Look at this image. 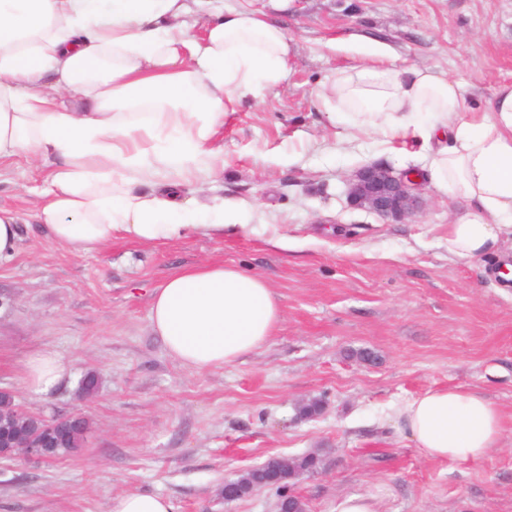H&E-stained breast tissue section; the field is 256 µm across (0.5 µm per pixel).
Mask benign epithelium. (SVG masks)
Segmentation results:
<instances>
[{
  "label": "benign epithelium",
  "instance_id": "obj_1",
  "mask_svg": "<svg viewBox=\"0 0 512 512\" xmlns=\"http://www.w3.org/2000/svg\"><path fill=\"white\" fill-rule=\"evenodd\" d=\"M422 185L405 171L374 164L351 175L349 196L355 205L385 220H400L421 208ZM80 421L77 412L46 417L18 405L0 419V458L49 461L51 449L64 443Z\"/></svg>",
  "mask_w": 512,
  "mask_h": 512
}]
</instances>
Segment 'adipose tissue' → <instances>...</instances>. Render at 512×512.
I'll return each mask as SVG.
<instances>
[{"mask_svg": "<svg viewBox=\"0 0 512 512\" xmlns=\"http://www.w3.org/2000/svg\"><path fill=\"white\" fill-rule=\"evenodd\" d=\"M200 2L0 0V165L26 153L46 168L34 219L55 244L84 254L115 237L157 244L256 234L245 211L182 200L171 188L223 174L215 141L225 116L287 79L293 44L251 7L216 11L195 34L190 19ZM319 97L366 132L431 146L433 186L469 205L448 227L449 257L506 259L512 85L495 91L489 111L471 113L445 72L392 57L337 70ZM282 319L261 276L211 262L172 273L150 309L168 354L198 372L260 350ZM63 375L49 351L24 367L39 393ZM398 418L434 461L482 460L505 430L501 408L473 388L429 389Z\"/></svg>", "mask_w": 512, "mask_h": 512, "instance_id": "obj_1", "label": "adipose tissue"}]
</instances>
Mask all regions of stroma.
Wrapping results in <instances>:
<instances>
[{"instance_id":"35a3bbf8","label":"stroma","mask_w":512,"mask_h":512,"mask_svg":"<svg viewBox=\"0 0 512 512\" xmlns=\"http://www.w3.org/2000/svg\"><path fill=\"white\" fill-rule=\"evenodd\" d=\"M273 18L293 40L288 80L225 120L224 177L210 190L249 204L262 232L117 238L76 255L32 223L44 168L24 155L0 168V207L24 220L17 256L0 264V390L31 412L90 422L78 455L0 460V512H109L132 492L165 495L176 512H273L272 489L232 503L220 489L268 457L313 451L320 469L294 484L307 512H336L352 494L380 512H512V287L492 260H449L464 200L426 183L422 211L402 221L350 205L353 171L421 170L425 152L332 121L316 97L383 48L447 72L472 111H487L512 84V0H291ZM270 224L287 228L288 249L271 244ZM205 261L265 278L284 315L259 352L196 372L168 354L149 313L171 273ZM39 351L66 368L46 394L23 382ZM90 372L100 386L86 397ZM434 387H475L498 404L501 447L476 462L422 457L396 412ZM310 400L323 408L306 418Z\"/></svg>"}]
</instances>
